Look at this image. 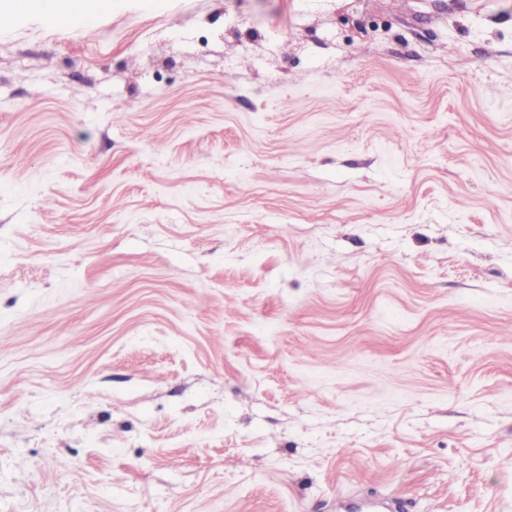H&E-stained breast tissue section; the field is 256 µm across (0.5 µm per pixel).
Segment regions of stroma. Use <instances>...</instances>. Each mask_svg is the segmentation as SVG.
Instances as JSON below:
<instances>
[{"label": "stroma", "mask_w": 512, "mask_h": 512, "mask_svg": "<svg viewBox=\"0 0 512 512\" xmlns=\"http://www.w3.org/2000/svg\"><path fill=\"white\" fill-rule=\"evenodd\" d=\"M0 28V512H512V0H90Z\"/></svg>", "instance_id": "stroma-1"}]
</instances>
